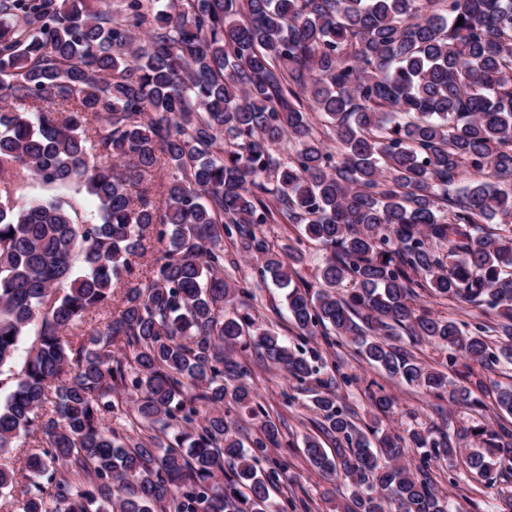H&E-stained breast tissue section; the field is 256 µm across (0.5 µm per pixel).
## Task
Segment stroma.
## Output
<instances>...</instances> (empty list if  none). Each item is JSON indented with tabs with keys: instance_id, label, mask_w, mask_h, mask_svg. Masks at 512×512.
Here are the masks:
<instances>
[{
	"instance_id": "stroma-1",
	"label": "stroma",
	"mask_w": 512,
	"mask_h": 512,
	"mask_svg": "<svg viewBox=\"0 0 512 512\" xmlns=\"http://www.w3.org/2000/svg\"><path fill=\"white\" fill-rule=\"evenodd\" d=\"M226 272L233 280L251 284L256 296L254 304L263 312L264 323L291 346L318 351L326 367L340 365L342 373L350 378L338 391L340 402L353 412L359 425L374 426L381 432L401 436L434 428L445 416L451 418L455 426L472 425L469 411L451 401H439L419 389L383 381L381 374L366 364L354 347H330L320 339L299 338L289 323L282 289L257 279L253 260L237 259ZM245 358L251 366L250 383L258 402L270 413L281 414L288 425L281 446L271 449L270 455L287 462L293 480L284 491H273V498L295 495L309 500L311 512H339L349 495L348 488L342 479L331 480L315 470L304 454L303 438L314 432L318 420L310 407L306 385L284 377L270 362L258 359L254 352H247ZM374 381L383 382L387 393L395 399L389 413H375L371 406L367 388ZM430 473L440 496L447 498L450 512H498L502 500L512 496V479L489 486L473 480L462 468L449 467L444 461L431 462Z\"/></svg>"
}]
</instances>
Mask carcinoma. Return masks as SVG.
Segmentation results:
<instances>
[{
  "mask_svg": "<svg viewBox=\"0 0 512 512\" xmlns=\"http://www.w3.org/2000/svg\"><path fill=\"white\" fill-rule=\"evenodd\" d=\"M2 18L0 100L46 102L0 107V369L40 322L0 404V454L21 437L40 449L24 473L0 464L21 512H305L270 500L291 476L269 456L281 423L253 404L249 349L315 383L335 448L309 435L305 455L350 488L342 512H448L427 466L402 460L452 463L471 435L469 471L512 477V425L357 426L341 368L320 377L318 355L231 305L252 291L224 277L239 255L290 285L301 240L264 226L303 225L323 258L286 297L299 335L486 410L472 366L512 364V0H0ZM33 178L55 194L26 198ZM424 294L480 314L435 316ZM406 337L448 350V371ZM494 393L512 413V383ZM239 408L256 436L236 431Z\"/></svg>",
  "mask_w": 512,
  "mask_h": 512,
  "instance_id": "cac0c4a2",
  "label": "carcinoma"
}]
</instances>
